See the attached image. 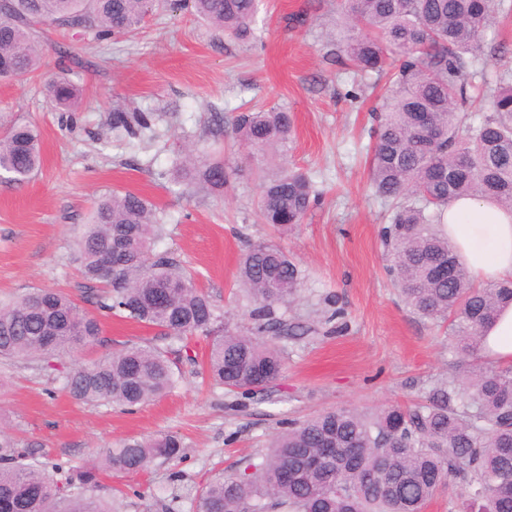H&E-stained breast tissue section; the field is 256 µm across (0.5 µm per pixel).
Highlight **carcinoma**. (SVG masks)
I'll return each instance as SVG.
<instances>
[{"mask_svg": "<svg viewBox=\"0 0 512 512\" xmlns=\"http://www.w3.org/2000/svg\"><path fill=\"white\" fill-rule=\"evenodd\" d=\"M198 19L234 35L250 29L258 0H175ZM163 0H0V79L35 72L42 47L36 27L91 31L99 39L134 33ZM494 0H337L336 59L357 72L390 76L384 107L371 130L370 181L390 202L382 241L388 272L406 305L448 324V346L479 356L488 326L512 305V280L475 287L440 229L451 201L491 199L512 209V72L490 83L480 66L483 33ZM476 88L487 114L469 111ZM68 112L81 90L57 76L46 83ZM430 113V124L418 121ZM139 112H116L115 127L136 134ZM290 113L277 108L237 115L240 145L264 150L288 140ZM41 163V132L31 123L0 133V182L20 184ZM224 163L206 150L177 170V182L224 187ZM312 179L283 168L263 183L259 218L277 230L301 224L318 201ZM160 226L153 206L134 193H112L96 204L79 241L85 299L155 336L77 365L63 388L87 404L131 410L171 393L180 365L194 361L188 341L208 340L206 372L225 394L251 398L255 376L279 378L284 356L276 341L295 334L276 306L301 286L298 265L260 242L244 254L238 278L252 327L224 321L182 262L154 253ZM99 315L83 311L63 291L33 289L0 303V357L49 358L102 342ZM183 455L182 437L167 432L132 437L105 448L91 463L47 470L28 461L0 432V512H116L96 495L111 469L140 473ZM454 479L468 493L462 512H512V368L477 366L460 384L441 383L428 403L375 414L333 409L290 420L267 451L243 470L202 484L197 512H423Z\"/></svg>", "mask_w": 512, "mask_h": 512, "instance_id": "1", "label": "carcinoma"}]
</instances>
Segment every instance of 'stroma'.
<instances>
[{
  "instance_id": "obj_1",
  "label": "stroma",
  "mask_w": 512,
  "mask_h": 512,
  "mask_svg": "<svg viewBox=\"0 0 512 512\" xmlns=\"http://www.w3.org/2000/svg\"><path fill=\"white\" fill-rule=\"evenodd\" d=\"M335 28L333 0H259L243 40L168 8L130 39L46 25L40 70L0 80V119L36 123L42 135L38 171L21 185L0 183V300L33 288L77 295L78 241L95 202L115 190L153 204L161 219L154 251L185 262L235 322L247 310L237 271L250 244L278 246L302 271L298 296L278 311L304 333L284 341L282 377L251 399L233 400L198 375L208 348L201 336L190 342L183 384L163 398L131 411L72 399L62 390L72 367L150 337L115 317L103 321L102 344L56 357L53 369L0 359V428L45 467L81 464L131 437L182 436L180 461L104 475V496L122 491L124 512H196L201 484L242 470L282 422L422 403L435 384L462 381L474 366L392 285L382 244L390 211L371 189L367 155L381 91L374 76L333 62L326 35ZM483 45L488 72L505 70L492 48L512 49V0L495 9ZM61 72L82 90L71 114L45 94L46 79ZM253 107L292 115L285 147L257 157L239 147L234 118ZM134 111L148 115L147 129L114 128L113 113ZM195 144L223 159V190L174 184L182 146ZM285 163L309 175L320 196L303 224L281 233L260 223L256 203L262 180Z\"/></svg>"
}]
</instances>
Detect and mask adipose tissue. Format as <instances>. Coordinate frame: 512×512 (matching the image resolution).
I'll return each instance as SVG.
<instances>
[{
    "instance_id": "ef3b65f1",
    "label": "adipose tissue",
    "mask_w": 512,
    "mask_h": 512,
    "mask_svg": "<svg viewBox=\"0 0 512 512\" xmlns=\"http://www.w3.org/2000/svg\"><path fill=\"white\" fill-rule=\"evenodd\" d=\"M444 230L476 282L512 279V211L463 197L449 203ZM481 353L494 366L512 367V306L488 327Z\"/></svg>"
}]
</instances>
